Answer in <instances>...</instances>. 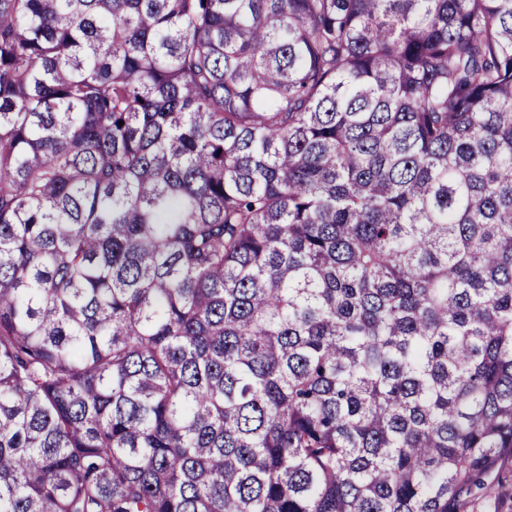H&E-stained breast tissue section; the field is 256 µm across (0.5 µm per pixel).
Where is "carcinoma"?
I'll return each instance as SVG.
<instances>
[{
    "instance_id": "carcinoma-1",
    "label": "carcinoma",
    "mask_w": 512,
    "mask_h": 512,
    "mask_svg": "<svg viewBox=\"0 0 512 512\" xmlns=\"http://www.w3.org/2000/svg\"><path fill=\"white\" fill-rule=\"evenodd\" d=\"M510 457L512 0H0V512Z\"/></svg>"
}]
</instances>
